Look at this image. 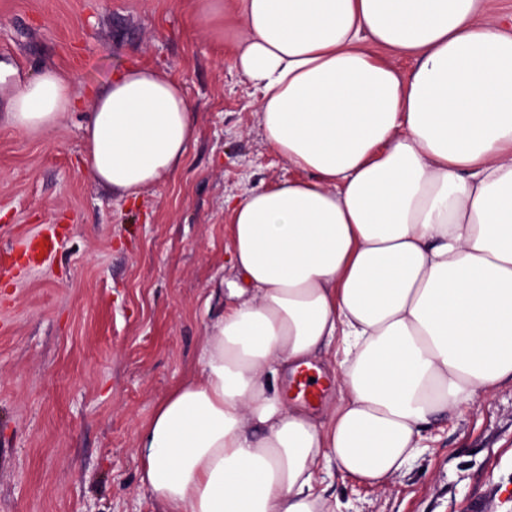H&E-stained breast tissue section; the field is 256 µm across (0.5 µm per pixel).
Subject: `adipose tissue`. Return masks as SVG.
<instances>
[{
	"instance_id": "1",
	"label": "adipose tissue",
	"mask_w": 512,
	"mask_h": 512,
	"mask_svg": "<svg viewBox=\"0 0 512 512\" xmlns=\"http://www.w3.org/2000/svg\"><path fill=\"white\" fill-rule=\"evenodd\" d=\"M237 12L234 64L304 176L227 201L233 301L198 376L141 425L140 480L160 512H336L324 468L387 491L433 424L512 381V23L489 0ZM75 107L48 68L7 121L39 134ZM195 131L184 85L131 65L93 98L83 163L134 195L181 167ZM335 349L338 402L286 400L280 374Z\"/></svg>"
}]
</instances>
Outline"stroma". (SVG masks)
<instances>
[{
  "label": "stroma",
  "mask_w": 512,
  "mask_h": 512,
  "mask_svg": "<svg viewBox=\"0 0 512 512\" xmlns=\"http://www.w3.org/2000/svg\"><path fill=\"white\" fill-rule=\"evenodd\" d=\"M235 0H0V115L18 83L70 70L78 109L32 136L0 122V512H152L137 433L199 371L232 280L226 197L300 177L234 68ZM137 62L184 84L196 134L138 201L82 164L86 89ZM56 225L30 263L18 241ZM340 512H512V384L432 427L389 493L327 472Z\"/></svg>",
  "instance_id": "35a3bbf8"
}]
</instances>
